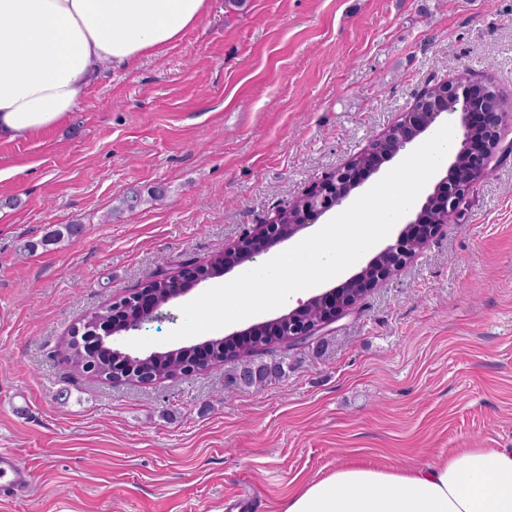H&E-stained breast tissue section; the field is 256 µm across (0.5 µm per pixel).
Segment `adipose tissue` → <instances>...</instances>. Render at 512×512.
<instances>
[{"mask_svg": "<svg viewBox=\"0 0 512 512\" xmlns=\"http://www.w3.org/2000/svg\"><path fill=\"white\" fill-rule=\"evenodd\" d=\"M207 0H0V143L65 125L104 66L177 43ZM283 512H512V448H459L432 465L349 461Z\"/></svg>", "mask_w": 512, "mask_h": 512, "instance_id": "adipose-tissue-1", "label": "adipose tissue"}]
</instances>
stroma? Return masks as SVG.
I'll return each mask as SVG.
<instances>
[{"mask_svg": "<svg viewBox=\"0 0 512 512\" xmlns=\"http://www.w3.org/2000/svg\"><path fill=\"white\" fill-rule=\"evenodd\" d=\"M465 72L512 122V0H209L179 42L104 67L65 127L0 144V448L34 475L0 512H282L350 460L512 448V156L324 335L255 353L285 370L262 386L239 360L113 384L68 348L90 312L232 248ZM158 184L166 205L118 210ZM62 224L83 232L44 245ZM188 301L142 324L152 351Z\"/></svg>", "mask_w": 512, "mask_h": 512, "instance_id": "1", "label": "stroma"}]
</instances>
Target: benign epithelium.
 <instances>
[{
	"mask_svg": "<svg viewBox=\"0 0 512 512\" xmlns=\"http://www.w3.org/2000/svg\"><path fill=\"white\" fill-rule=\"evenodd\" d=\"M443 114L457 115L462 131V149L450 164L455 176L445 177L435 184L417 219L407 225L397 243L375 255L341 287L315 295L274 320L253 325L248 329L249 333L255 335L260 331L271 337L273 344L308 341L322 335L330 325L349 313L362 297L405 265L438 233L440 226L448 222V217L459 212L473 184L495 170L496 160L512 155V138L504 120V99L494 85L473 81L465 74L437 82L423 90L394 125L356 155L309 186L296 200L284 205L259 231L245 233L235 248L224 252L222 272L254 260L341 206L360 187L366 175L405 149ZM257 237L265 242L260 251L251 246V241ZM208 277L203 266L190 264L178 274L166 275L164 279L167 287L172 289V297L176 298L186 292L185 282L202 281ZM160 309L147 288L112 302V315H123L126 325L117 330L99 320H86L78 327L80 338L73 347L75 361H83L94 348L108 345L112 338L133 330L128 325L131 315L142 321ZM105 379L112 383L135 381L142 385L159 382L148 363L141 364L135 373L128 366L119 365Z\"/></svg>",
	"mask_w": 512,
	"mask_h": 512,
	"instance_id": "benign-epithelium-1",
	"label": "benign epithelium"
}]
</instances>
